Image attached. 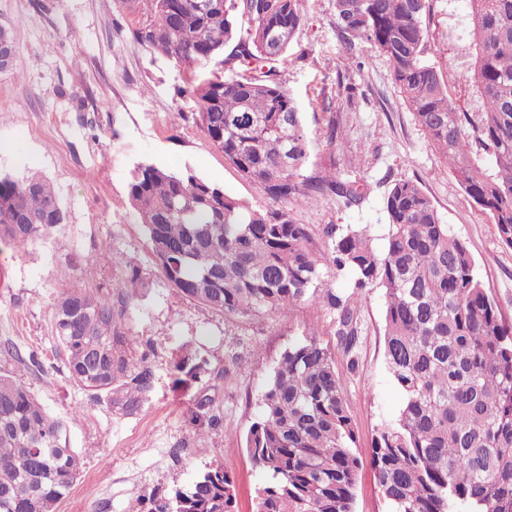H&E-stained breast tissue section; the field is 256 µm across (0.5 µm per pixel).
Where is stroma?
Wrapping results in <instances>:
<instances>
[{
    "label": "stroma",
    "mask_w": 512,
    "mask_h": 512,
    "mask_svg": "<svg viewBox=\"0 0 512 512\" xmlns=\"http://www.w3.org/2000/svg\"><path fill=\"white\" fill-rule=\"evenodd\" d=\"M303 16L280 68V82L302 114L306 177L328 173L367 189L358 205L325 196L289 200L299 224L366 226L375 245L385 233L384 196L399 180L419 182L450 234L468 247L482 286L512 322V248L471 200L404 102L387 58L364 42L347 46L334 0H299ZM151 20L148 0H0V25L16 54L0 72V173L37 174L53 186L66 219L46 238L16 253L0 250V371H17L54 417L69 422V445L82 473L56 512H130L173 484L191 482L222 452L236 479L239 512H253L266 477L245 448L258 399L281 353L304 337L335 347L334 325L305 303L291 316L239 321L182 298L168 284L128 200L142 163L182 170L221 186L259 208L271 200L244 178L203 133L186 90L207 67L189 71L150 52L134 38ZM426 24V60L448 84L453 102L482 105L465 82L474 58L468 0H434ZM92 261L91 274L81 264ZM138 275L140 296L123 328L136 357L152 365L155 388L140 411L121 416L90 406L65 374L55 351L52 306L61 285L99 296ZM356 370L336 365L354 421L357 449L368 456L378 427L398 414L402 399L384 357V295L366 291ZM18 348L17 363L3 350ZM189 352L203 370L197 381H175L173 362ZM212 399L217 427L191 423L201 394Z\"/></svg>",
    "instance_id": "1"
}]
</instances>
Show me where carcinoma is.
I'll return each instance as SVG.
<instances>
[{
    "label": "carcinoma",
    "mask_w": 512,
    "mask_h": 512,
    "mask_svg": "<svg viewBox=\"0 0 512 512\" xmlns=\"http://www.w3.org/2000/svg\"><path fill=\"white\" fill-rule=\"evenodd\" d=\"M213 2L200 12L194 0H149L151 22L136 39L188 69L232 45L233 57L260 71L240 79L214 71L185 92L205 135L276 206L255 208L189 169L140 164L128 200L152 253L178 294L227 318L289 315L306 302L325 309L352 371L362 295L383 289L385 360L402 397L365 460L334 353L313 335L289 346L246 437L251 462L266 475L255 512H353L366 464L390 512H512V324L482 288L470 251L421 185L400 180L384 198L383 249L364 228L327 224L322 251L313 252L309 228L295 222L288 200L334 195L351 206L364 188L333 175L301 178L302 115L278 81L303 21L298 0ZM468 2L471 80L484 98L476 112L453 103L424 59L433 0H335L336 26L348 46L367 42L389 59L416 121L512 248V0ZM481 158L494 172L482 169ZM175 207L189 212L186 222L171 217ZM64 221L45 179L0 175V245L23 248ZM326 269L350 272L351 291L327 287ZM137 283L131 278L115 299L65 286L52 314L68 380L91 405L123 416L138 413L155 385L154 370L133 362L135 341L121 330ZM173 368L176 382L186 383L202 365L185 354ZM81 468L67 422L51 417L22 378L1 373L0 512H55ZM148 512H237L234 477L215 459L190 484L152 499Z\"/></svg>",
    "instance_id": "carcinoma-1"
}]
</instances>
